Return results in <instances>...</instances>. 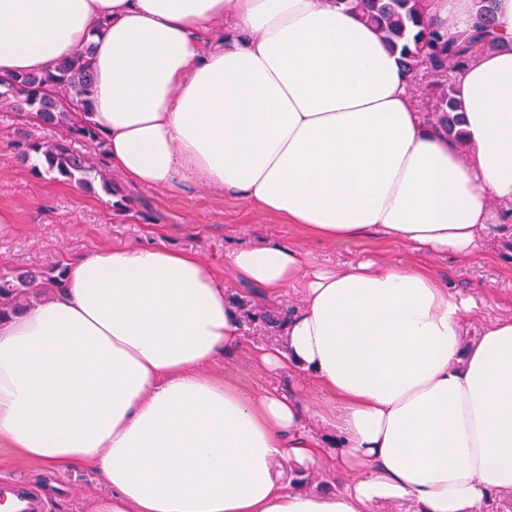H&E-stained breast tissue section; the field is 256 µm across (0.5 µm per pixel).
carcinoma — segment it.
Masks as SVG:
<instances>
[{"mask_svg": "<svg viewBox=\"0 0 512 512\" xmlns=\"http://www.w3.org/2000/svg\"><path fill=\"white\" fill-rule=\"evenodd\" d=\"M352 10L364 12L382 38L400 50L403 66L412 83L421 76H448L435 82L436 101L431 117L436 126L453 137H460L461 119L454 99L453 76L478 51L496 48L499 40L492 35L494 0H476L477 24L466 36L450 40L442 34L422 9V0H341ZM92 47L66 58L48 73L23 74L8 82H0V98L12 100L23 117L36 114L41 125L62 127L67 136L48 142H35L21 154L27 162L35 154L43 158L45 172L56 175L90 191L94 185L113 193L112 178L92 158L72 147V140L85 141L92 147L102 144L89 125L77 126L72 113L90 109L93 74L90 56ZM35 271L0 273V319L25 309L36 288L40 286Z\"/></svg>", "mask_w": 512, "mask_h": 512, "instance_id": "carcinoma-1", "label": "carcinoma"}]
</instances>
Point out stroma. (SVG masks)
Returning <instances> with one entry per match:
<instances>
[{
    "label": "stroma",
    "mask_w": 512,
    "mask_h": 512,
    "mask_svg": "<svg viewBox=\"0 0 512 512\" xmlns=\"http://www.w3.org/2000/svg\"><path fill=\"white\" fill-rule=\"evenodd\" d=\"M64 129H45L19 121L11 105L0 102V209L13 213L16 222L0 234V270L33 269L57 276L68 261L97 247H127L162 241L196 253L213 268L243 246L266 242L305 244L315 265L343 267L360 260L384 264L409 260L410 247L376 235L339 245L305 239L289 225L261 212L244 199H227L192 188L181 190L142 187L113 175L117 196L92 193L62 179L33 172L19 156L28 140H54ZM482 252L468 263L452 255L430 252L424 263L433 269L450 291L472 297L478 319L468 328L476 336L481 323L512 314V215H504L481 231ZM225 293L239 304L244 318L242 348L215 363V376L230 375L246 390L277 388L315 395V387L285 371L257 366L250 351L279 335L270 316L301 302L300 287L285 288L274 298L242 286L232 274L224 276ZM28 486L45 505V512H81L83 503L101 494L93 471L54 472L17 458L0 447V479Z\"/></svg>",
    "instance_id": "obj_1"
}]
</instances>
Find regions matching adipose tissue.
Masks as SVG:
<instances>
[{"label": "adipose tissue", "instance_id": "obj_1", "mask_svg": "<svg viewBox=\"0 0 512 512\" xmlns=\"http://www.w3.org/2000/svg\"><path fill=\"white\" fill-rule=\"evenodd\" d=\"M448 37L474 0H424ZM499 47L454 83L463 142L436 130L399 54L341 0H0V78L92 48L91 109L113 171L148 187L242 197L302 234L471 259L512 209V0ZM225 270L164 243L98 247L62 287L0 320V446L94 469L88 512H478L512 494V315L481 326L424 264L313 266L293 245ZM303 286L285 347L255 360L317 384L320 407L207 374L243 336L224 274ZM320 412L328 438L310 434ZM283 459L329 465L335 491L290 489Z\"/></svg>", "mask_w": 512, "mask_h": 512}]
</instances>
